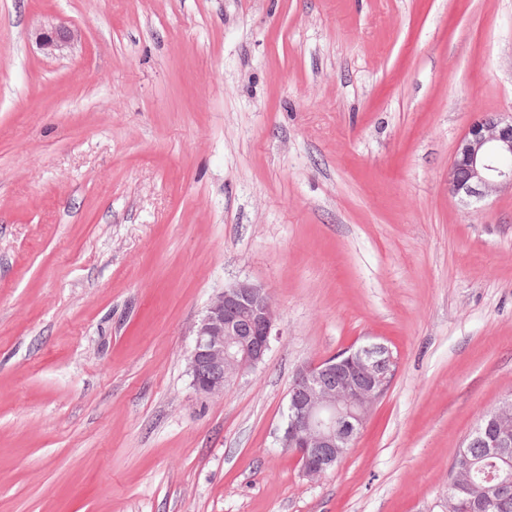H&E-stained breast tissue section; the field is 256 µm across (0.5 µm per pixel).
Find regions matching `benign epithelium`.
<instances>
[{
	"label": "benign epithelium",
	"mask_w": 512,
	"mask_h": 512,
	"mask_svg": "<svg viewBox=\"0 0 512 512\" xmlns=\"http://www.w3.org/2000/svg\"><path fill=\"white\" fill-rule=\"evenodd\" d=\"M35 43L64 56L75 34L64 24L42 27ZM455 195L482 199L512 188V113L485 112L459 139L448 171ZM279 315L263 285L239 281L216 293L194 325L188 370L194 390L220 397L234 379L263 363L278 335ZM397 359L383 344L345 348L298 368L288 389L289 416L277 429L278 445L302 473L316 478L336 467L374 404L389 390ZM497 432L493 448L512 447V397L480 419L476 433Z\"/></svg>",
	"instance_id": "obj_1"
}]
</instances>
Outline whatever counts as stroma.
Segmentation results:
<instances>
[{
  "label": "stroma",
  "mask_w": 512,
  "mask_h": 512,
  "mask_svg": "<svg viewBox=\"0 0 512 512\" xmlns=\"http://www.w3.org/2000/svg\"><path fill=\"white\" fill-rule=\"evenodd\" d=\"M485 112L512 0H0V512H442L512 396V189L448 184ZM242 280L281 335L200 396L192 326ZM369 341L394 381L305 477L295 371ZM34 39L38 48L47 56L62 57L71 49L75 34L66 25L58 24L36 30Z\"/></svg>",
  "instance_id": "obj_1"
}]
</instances>
